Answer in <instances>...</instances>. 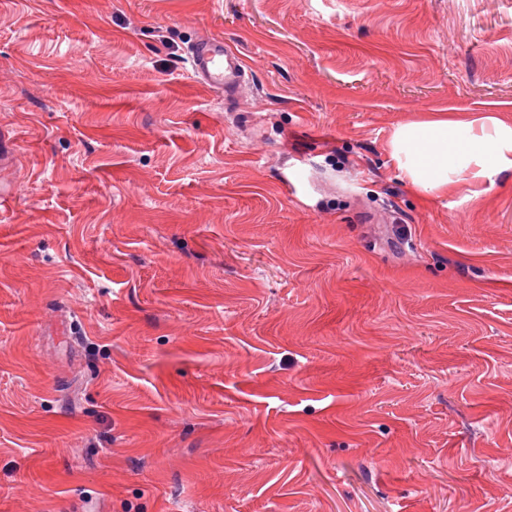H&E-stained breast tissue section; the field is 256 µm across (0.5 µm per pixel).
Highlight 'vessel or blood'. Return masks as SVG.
<instances>
[{"label":"vessel or blood","instance_id":"obj_1","mask_svg":"<svg viewBox=\"0 0 512 512\" xmlns=\"http://www.w3.org/2000/svg\"><path fill=\"white\" fill-rule=\"evenodd\" d=\"M189 61L198 82L228 99L251 78L240 55L218 38L198 39L189 50Z\"/></svg>","mask_w":512,"mask_h":512}]
</instances>
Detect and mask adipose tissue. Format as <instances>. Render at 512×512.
Returning <instances> with one entry per match:
<instances>
[{"label": "adipose tissue", "mask_w": 512, "mask_h": 512, "mask_svg": "<svg viewBox=\"0 0 512 512\" xmlns=\"http://www.w3.org/2000/svg\"><path fill=\"white\" fill-rule=\"evenodd\" d=\"M391 147L408 187L423 197L448 190L450 173L473 164L484 177L512 170V126L494 118L478 126L431 114L400 125Z\"/></svg>", "instance_id": "1"}]
</instances>
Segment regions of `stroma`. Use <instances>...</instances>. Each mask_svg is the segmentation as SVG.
<instances>
[{
  "label": "stroma",
  "mask_w": 512,
  "mask_h": 512,
  "mask_svg": "<svg viewBox=\"0 0 512 512\" xmlns=\"http://www.w3.org/2000/svg\"><path fill=\"white\" fill-rule=\"evenodd\" d=\"M432 112L512 124V0H0V512H512V171L413 195ZM191 69L201 84L232 99L251 78L240 55L214 37L198 39L189 50Z\"/></svg>",
  "instance_id": "stroma-1"
}]
</instances>
